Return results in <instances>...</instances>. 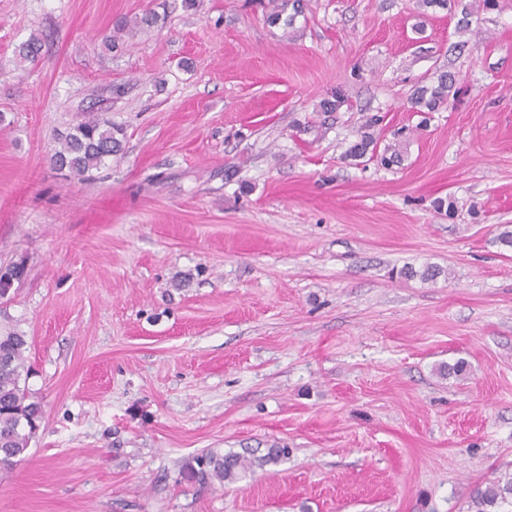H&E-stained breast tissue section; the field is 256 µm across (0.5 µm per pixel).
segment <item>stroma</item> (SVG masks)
<instances>
[{"instance_id":"stroma-1","label":"stroma","mask_w":512,"mask_h":512,"mask_svg":"<svg viewBox=\"0 0 512 512\" xmlns=\"http://www.w3.org/2000/svg\"><path fill=\"white\" fill-rule=\"evenodd\" d=\"M285 13L0 0V267H25L7 311L44 410L0 512H470L512 473V0ZM442 73L458 97L415 111ZM374 114L379 146L409 129L401 163L346 157ZM86 116L122 147L78 180L51 156ZM275 443L236 482L184 477ZM287 448L276 445L267 449L262 456L246 451V454H222L209 450L193 459L186 467V477L201 488L224 485L225 482H235L246 475L255 466H265L277 463L285 454Z\"/></svg>"}]
</instances>
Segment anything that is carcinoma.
I'll list each match as a JSON object with an SVG mask.
<instances>
[{"label": "carcinoma", "instance_id": "cac0c4a2", "mask_svg": "<svg viewBox=\"0 0 512 512\" xmlns=\"http://www.w3.org/2000/svg\"><path fill=\"white\" fill-rule=\"evenodd\" d=\"M288 0H268L271 22L284 21L292 24L294 17L282 18ZM159 16L149 12L131 23L149 30L156 26ZM127 20L119 19L113 26V34L106 38L105 47L114 50L122 43V34L129 25ZM41 40L34 37L22 44L18 57L22 62H34L40 54ZM455 79L448 74L437 78V83L422 86L417 90V103L428 111L434 112L457 96ZM122 129L110 122H101L88 118L70 128L59 140V146L51 157L54 166L65 169L73 177H82L98 167L118 152ZM442 270L427 266L421 270L407 266L401 270L406 278L418 277L423 281H433ZM28 340L25 334L4 317L0 323V471L12 470L21 462L32 439L39 430L43 418L41 402L32 399L27 385L29 368L25 352ZM287 454V449L276 445L267 449L262 456L253 453L222 454L209 450L193 459L186 467V477L201 488L222 486L226 482H235L246 475L255 466H265L278 462ZM505 505L512 506V476H501L475 488L470 495L471 512H501Z\"/></svg>", "mask_w": 512, "mask_h": 512}]
</instances>
